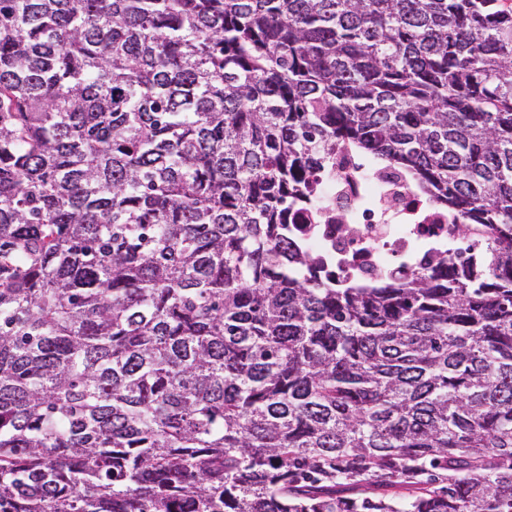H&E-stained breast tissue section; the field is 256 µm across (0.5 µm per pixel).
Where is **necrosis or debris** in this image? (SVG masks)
<instances>
[{
	"mask_svg": "<svg viewBox=\"0 0 512 512\" xmlns=\"http://www.w3.org/2000/svg\"><path fill=\"white\" fill-rule=\"evenodd\" d=\"M292 226L305 254L326 277L376 283L454 261L459 240L450 210L432 202L404 172L352 151H336V167L316 177L306 210Z\"/></svg>",
	"mask_w": 512,
	"mask_h": 512,
	"instance_id": "necrosis-or-debris-1",
	"label": "necrosis or debris"
}]
</instances>
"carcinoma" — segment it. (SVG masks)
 Wrapping results in <instances>:
<instances>
[{"instance_id":"carcinoma-1","label":"carcinoma","mask_w":512,"mask_h":512,"mask_svg":"<svg viewBox=\"0 0 512 512\" xmlns=\"http://www.w3.org/2000/svg\"><path fill=\"white\" fill-rule=\"evenodd\" d=\"M342 146L487 258L306 274ZM0 512H512V0H0Z\"/></svg>"}]
</instances>
